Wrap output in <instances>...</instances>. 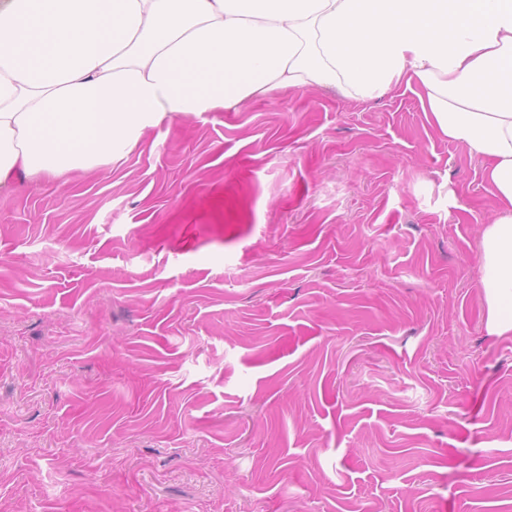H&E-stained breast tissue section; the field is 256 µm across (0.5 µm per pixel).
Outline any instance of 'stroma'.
<instances>
[{"mask_svg":"<svg viewBox=\"0 0 512 512\" xmlns=\"http://www.w3.org/2000/svg\"><path fill=\"white\" fill-rule=\"evenodd\" d=\"M496 212L404 86L0 187V512H512Z\"/></svg>","mask_w":512,"mask_h":512,"instance_id":"obj_1","label":"stroma"}]
</instances>
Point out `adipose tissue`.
I'll return each instance as SVG.
<instances>
[{
  "mask_svg": "<svg viewBox=\"0 0 512 512\" xmlns=\"http://www.w3.org/2000/svg\"><path fill=\"white\" fill-rule=\"evenodd\" d=\"M418 85L483 163L487 335L512 336V0H11L0 11V186L117 162L164 122L288 88Z\"/></svg>",
  "mask_w": 512,
  "mask_h": 512,
  "instance_id": "obj_1",
  "label": "adipose tissue"
}]
</instances>
